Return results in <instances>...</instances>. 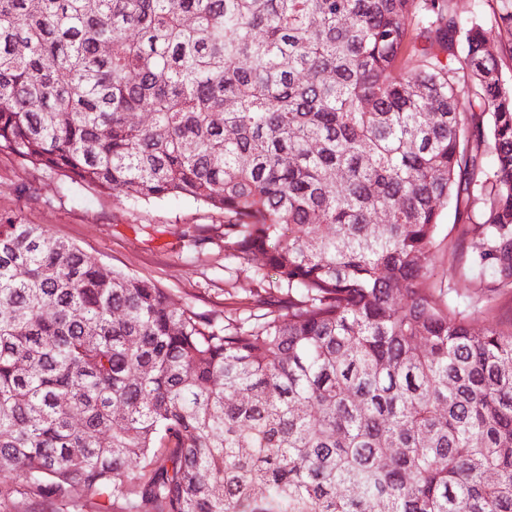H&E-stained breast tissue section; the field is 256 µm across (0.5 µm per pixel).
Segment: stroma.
<instances>
[{"mask_svg": "<svg viewBox=\"0 0 512 512\" xmlns=\"http://www.w3.org/2000/svg\"><path fill=\"white\" fill-rule=\"evenodd\" d=\"M439 245L429 258L435 279L460 303L488 295L490 275L461 276L447 243L461 231L452 205L443 209ZM0 214L36 224L74 243L108 266L165 288L175 303L223 314L256 283L250 270L224 259V214L204 204L165 198L117 201L91 189L75 190L64 177L46 173L0 152ZM202 234L193 247L189 237Z\"/></svg>", "mask_w": 512, "mask_h": 512, "instance_id": "1", "label": "stroma"}]
</instances>
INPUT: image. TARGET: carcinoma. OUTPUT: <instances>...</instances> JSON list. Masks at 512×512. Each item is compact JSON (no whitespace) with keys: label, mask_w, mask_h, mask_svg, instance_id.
<instances>
[{"label":"carcinoma","mask_w":512,"mask_h":512,"mask_svg":"<svg viewBox=\"0 0 512 512\" xmlns=\"http://www.w3.org/2000/svg\"><path fill=\"white\" fill-rule=\"evenodd\" d=\"M1 150L275 281L220 318L1 215L0 508L512 512V321L428 263L452 199L512 292V83L451 0H0Z\"/></svg>","instance_id":"carcinoma-1"}]
</instances>
